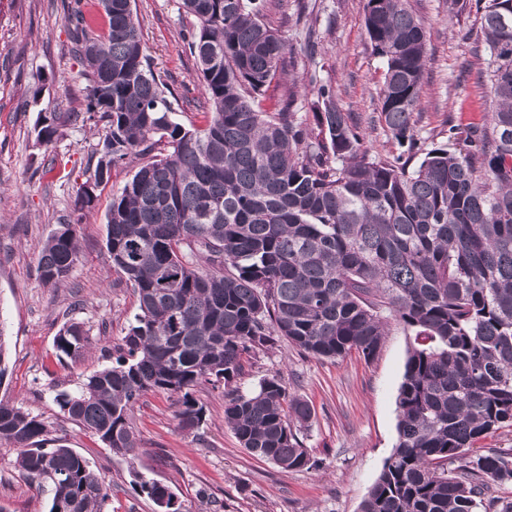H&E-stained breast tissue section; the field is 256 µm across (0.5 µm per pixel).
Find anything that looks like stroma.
<instances>
[{"label": "stroma", "mask_w": 512, "mask_h": 512, "mask_svg": "<svg viewBox=\"0 0 512 512\" xmlns=\"http://www.w3.org/2000/svg\"><path fill=\"white\" fill-rule=\"evenodd\" d=\"M266 23L288 42L287 76L270 86L269 102L294 94L291 111L311 118L309 74L330 83L339 106L365 136L371 155L406 153L381 115L382 65L364 28V0H268ZM180 0H135L143 40L154 67L174 92L203 90L183 36L191 19ZM408 0L427 34L429 60L415 110L422 145L448 141L449 126L480 122L491 104L489 52L476 19V0ZM61 0H0V401L39 415L53 437L90 462L112 489V512H158L140 481L167 486L184 512H360L398 440L396 397L413 338L392 326L372 360L358 354L316 359L285 339L256 352L235 387L249 391L262 378L281 377L289 392L308 401L312 418L300 437L312 468L284 472L241 446L224 421V395L198 388L205 421L198 433L177 425L178 407L164 393L136 407L135 452L112 453L95 435L64 416L56 394L74 391L112 363L138 311L131 289L120 285L106 250L105 216L126 181L112 173L96 190V207L77 227L80 257L69 275L43 284L38 262L56 225L73 220V200L84 170L95 164L103 128L70 127L52 145L36 142L38 115L85 112L86 81L68 50ZM42 158L32 169V157ZM91 329V347L78 359H57L54 338L69 319ZM16 454L0 445V512H48L45 500L20 475Z\"/></svg>", "instance_id": "1"}]
</instances>
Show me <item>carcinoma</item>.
<instances>
[{
  "label": "carcinoma",
  "instance_id": "1",
  "mask_svg": "<svg viewBox=\"0 0 512 512\" xmlns=\"http://www.w3.org/2000/svg\"><path fill=\"white\" fill-rule=\"evenodd\" d=\"M406 2L365 0L364 26L384 65L381 118L412 147L428 46ZM62 8L87 81L86 115L44 117L36 141L104 122L74 199L80 222L95 210L89 191L134 168L112 195L106 250L139 312L115 364L57 394L60 410L126 455L137 447L132 416L143 395L176 398L180 429L195 433L204 422L196 388L222 386L224 420L240 444L300 471L310 458L298 432L312 409L276 376L249 392L230 388L246 357L281 337L317 359H371L396 324L414 336L396 401L398 443L361 512H512V501L493 496L512 484V453L472 454L512 426V0L476 6L491 60L488 120L450 126L462 147L433 146L412 168L370 157L327 85L313 129L286 100L263 107L288 51L262 20L265 0H182L206 93L203 123L188 127L146 53L132 0ZM78 259L75 225H57L40 281L59 283ZM90 345L77 319L54 341L59 358ZM2 443L49 512H109L110 486L39 416L0 402ZM139 486L155 503L174 499L156 482Z\"/></svg>",
  "mask_w": 512,
  "mask_h": 512
}]
</instances>
